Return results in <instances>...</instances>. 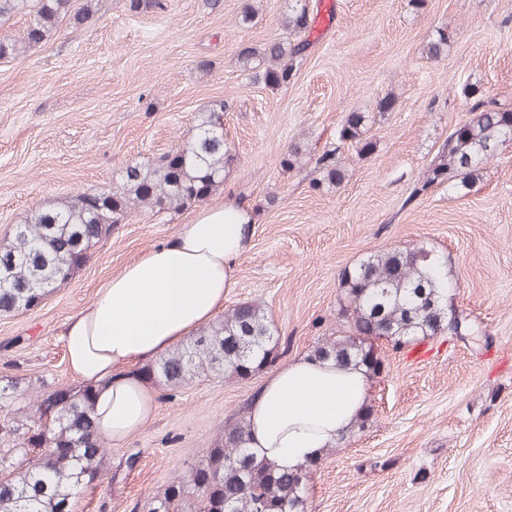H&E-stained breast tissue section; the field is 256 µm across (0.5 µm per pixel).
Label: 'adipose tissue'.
<instances>
[{
  "label": "adipose tissue",
  "instance_id": "obj_1",
  "mask_svg": "<svg viewBox=\"0 0 512 512\" xmlns=\"http://www.w3.org/2000/svg\"><path fill=\"white\" fill-rule=\"evenodd\" d=\"M251 230L237 203L202 211L113 276L67 323L70 372L92 389L96 426L113 443L141 432L155 415L156 395L131 365L160 358L223 309ZM369 382L350 365L304 356L288 362L249 406L252 450L288 470L321 456L353 429Z\"/></svg>",
  "mask_w": 512,
  "mask_h": 512
}]
</instances>
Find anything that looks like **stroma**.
I'll list each match as a JSON object with an SVG mask.
<instances>
[{"mask_svg": "<svg viewBox=\"0 0 512 512\" xmlns=\"http://www.w3.org/2000/svg\"><path fill=\"white\" fill-rule=\"evenodd\" d=\"M94 2L50 40L0 59V241L32 209L111 187L126 166L178 147L196 113L222 100L233 103L224 115L233 161L206 204L132 215L40 307L0 318V378L72 383L68 319L203 206L229 200L254 224L227 303L264 301L280 340L274 363L248 380L199 377L173 391L151 381L154 420L109 451L113 467L138 453L135 468L85 492L76 512H145L206 454L225 417L333 325L345 269L421 241L446 252L455 303L490 346L439 336L390 357L370 386L371 426L313 473L309 512H512V143L469 186L412 193L469 117L462 85L512 106V0H322L309 53L277 89L251 81L237 53L282 36L285 0L216 10L166 0L140 12L129 0ZM442 29L447 51L427 57ZM391 93L394 110L377 113ZM354 112L376 116L365 156L337 143ZM295 144L307 162L284 168ZM336 145L344 177L329 185L315 160Z\"/></svg>", "mask_w": 512, "mask_h": 512, "instance_id": "1", "label": "stroma"}]
</instances>
